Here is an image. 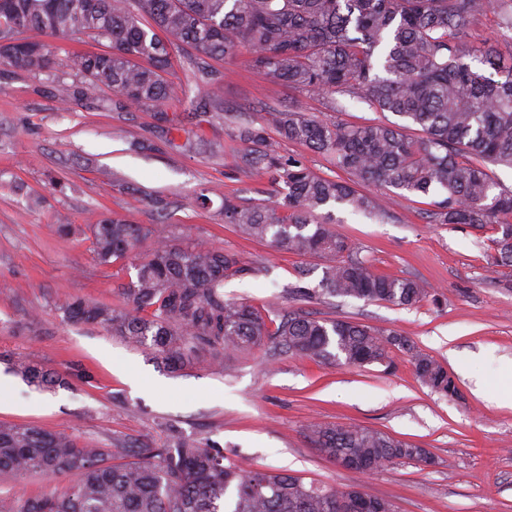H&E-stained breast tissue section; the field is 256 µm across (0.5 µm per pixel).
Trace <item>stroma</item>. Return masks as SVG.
Listing matches in <instances>:
<instances>
[{"label":"stroma","instance_id":"obj_1","mask_svg":"<svg viewBox=\"0 0 512 512\" xmlns=\"http://www.w3.org/2000/svg\"><path fill=\"white\" fill-rule=\"evenodd\" d=\"M27 38L45 44L54 64L37 75H0V352L57 371L79 363L94 381L74 377L53 392L16 381L0 392V422L66 431L101 448L160 443L174 427L219 443L230 461L318 484L361 485L397 512H512V403L499 396L512 363V266L497 260L496 225L428 223L431 195L397 198L379 219L335 210L336 230L376 273L418 279L431 298L413 308L319 294L295 303L289 286L317 287L324 261L245 239L225 224V198L277 199L276 185L245 166L231 124L201 121L202 103L172 102L169 117L224 150L168 148L152 113L56 97L58 81L74 80L67 54L98 50L97 42L38 31ZM218 69L207 93L239 121L260 120L271 108L353 124L377 117L349 98L344 111L330 112L326 99L270 79L243 56ZM202 193L204 208L195 202ZM101 212L155 225L170 242H204L233 255L247 272L225 281V298L299 306L410 337L455 376L459 397L431 392L399 352L389 370L336 367L268 345L225 356L219 369L173 374L105 329L67 321L66 301L115 303L114 287L136 275L125 260L96 262L89 226ZM60 224L74 225L75 234L59 236ZM313 420L381 430L428 448L437 463L402 460L370 476L343 469L307 438Z\"/></svg>","mask_w":512,"mask_h":512}]
</instances>
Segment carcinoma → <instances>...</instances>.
Here are the masks:
<instances>
[{"label": "carcinoma", "instance_id": "1", "mask_svg": "<svg viewBox=\"0 0 512 512\" xmlns=\"http://www.w3.org/2000/svg\"><path fill=\"white\" fill-rule=\"evenodd\" d=\"M491 10L501 18V36L512 41V0H0V66L33 75L51 68V51L21 38L28 30L105 40L102 52L67 56L79 81L59 82L56 96L68 102L110 90L115 109L153 112L167 123L164 143L172 149L184 128L161 107L189 97L167 79L171 50L180 45L194 51L195 76L204 85L218 79L213 62L245 51L253 67L327 98L333 111H343L340 97L348 96L397 116L402 123L356 125L272 109L258 126H236L245 165L284 191L274 204L224 199V223L247 239L324 259L321 290L296 285L290 294L298 300L322 292L412 307L429 291L412 278L374 273L332 226L329 207L380 212L365 186L436 193L441 199L429 223L496 224L499 259L512 263V224L503 221L512 216V190L488 172L490 165L512 168V63L490 46L469 44L476 22ZM412 125L420 136L407 133ZM283 141L331 156L348 179L316 175L283 153ZM90 231L97 262L132 255L136 277L116 288L117 303L75 297L64 313L150 350L173 372L220 364L268 343L336 365L389 366L397 350L411 358L423 385L458 395L454 377L408 336L224 299L226 278L256 270L221 250L159 243L154 226L107 214ZM9 362L30 385H69L66 375L31 359ZM306 433L339 467L349 459L375 471L421 456L435 462L425 448L360 425L313 422ZM27 474L50 481L65 475L70 485L62 494L18 499L5 512H349L354 500H376L357 486L308 484L290 473L226 463L224 449L179 432L161 446L99 448L65 432L0 422V476Z\"/></svg>", "mask_w": 512, "mask_h": 512}]
</instances>
